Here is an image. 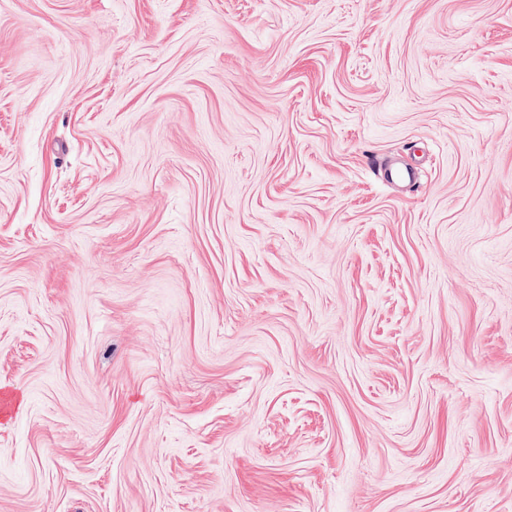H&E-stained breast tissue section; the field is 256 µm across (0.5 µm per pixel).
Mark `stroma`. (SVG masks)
Returning a JSON list of instances; mask_svg holds the SVG:
<instances>
[{"label": "stroma", "mask_w": 512, "mask_h": 512, "mask_svg": "<svg viewBox=\"0 0 512 512\" xmlns=\"http://www.w3.org/2000/svg\"><path fill=\"white\" fill-rule=\"evenodd\" d=\"M0 512H512V0H0Z\"/></svg>", "instance_id": "stroma-1"}]
</instances>
